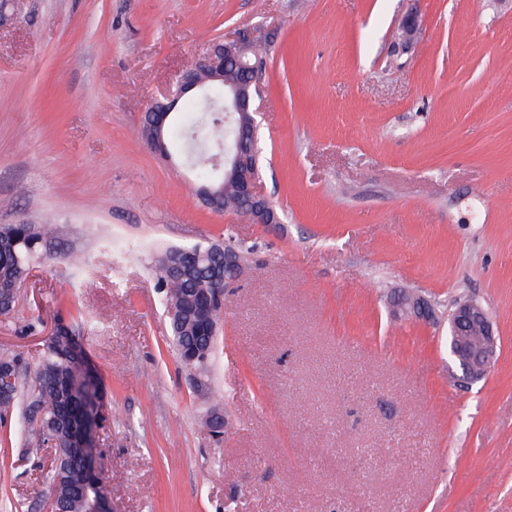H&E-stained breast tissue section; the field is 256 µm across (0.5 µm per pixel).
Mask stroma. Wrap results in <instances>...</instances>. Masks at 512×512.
Segmentation results:
<instances>
[{
    "label": "stroma",
    "mask_w": 512,
    "mask_h": 512,
    "mask_svg": "<svg viewBox=\"0 0 512 512\" xmlns=\"http://www.w3.org/2000/svg\"><path fill=\"white\" fill-rule=\"evenodd\" d=\"M217 38L268 51L273 226L203 207L182 150L140 134ZM47 220L0 355L82 336L119 512H512V0H24L0 28V225ZM217 241L252 254L203 393L154 260ZM398 290L435 320H394ZM469 299L500 352L460 385ZM43 462L22 412L0 421V512H44Z\"/></svg>",
    "instance_id": "obj_1"
}]
</instances>
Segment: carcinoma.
Listing matches in <instances>:
<instances>
[{
	"label": "carcinoma",
	"mask_w": 512,
	"mask_h": 512,
	"mask_svg": "<svg viewBox=\"0 0 512 512\" xmlns=\"http://www.w3.org/2000/svg\"><path fill=\"white\" fill-rule=\"evenodd\" d=\"M193 166L201 183L212 180L213 167L205 164L204 151L198 150ZM240 195L236 184L224 182L225 211H240ZM50 227L33 224H13L0 228V315L14 311L23 286L40 247L48 242ZM181 252L179 248L166 250L157 266L160 288L165 292V310L177 313L185 309L190 293H203L211 288L210 277L200 276L194 281L175 280L168 275L169 265ZM177 347L196 346L192 356L178 352L181 366L197 369L202 359L212 357L217 338L197 336L192 325L171 326ZM79 342L74 330L62 336L50 335L44 339L41 358L34 371L32 383L26 389L19 384L23 361L18 356H0V369L13 376L6 384L7 395H0V416L8 414L17 405L28 416V435L31 443L42 447L52 444L53 460L46 475L47 495L52 497L60 512H86L84 487L87 481L85 448L71 419L83 412L86 401L98 391V379L86 364L74 357L71 348Z\"/></svg>",
	"instance_id": "obj_1"
}]
</instances>
